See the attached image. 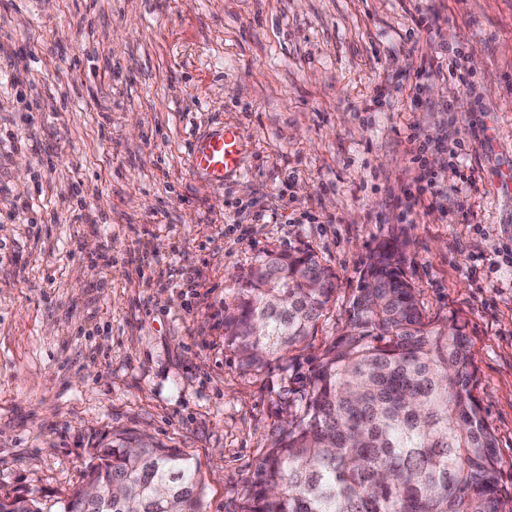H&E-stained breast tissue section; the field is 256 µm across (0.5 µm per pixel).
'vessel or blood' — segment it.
<instances>
[{"label": "vessel or blood", "instance_id": "b4317fda", "mask_svg": "<svg viewBox=\"0 0 512 512\" xmlns=\"http://www.w3.org/2000/svg\"><path fill=\"white\" fill-rule=\"evenodd\" d=\"M242 146L231 127L195 141L191 152V168L206 175L216 185H223L229 175L239 171Z\"/></svg>", "mask_w": 512, "mask_h": 512}]
</instances>
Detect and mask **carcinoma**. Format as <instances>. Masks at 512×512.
Listing matches in <instances>:
<instances>
[{"mask_svg": "<svg viewBox=\"0 0 512 512\" xmlns=\"http://www.w3.org/2000/svg\"><path fill=\"white\" fill-rule=\"evenodd\" d=\"M403 266L389 243L368 257L345 326L308 358L240 512H504L465 324L456 314L429 318ZM334 279L305 245L259 257L224 316L241 367L295 361ZM88 448L83 484L61 512H200L197 471L180 449L132 431L97 432ZM90 481L112 485V500L87 501ZM0 512L42 509L17 492L0 496Z\"/></svg>", "mask_w": 512, "mask_h": 512, "instance_id": "1", "label": "carcinoma"}]
</instances>
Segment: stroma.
<instances>
[{"label":"stroma","instance_id":"stroma-1","mask_svg":"<svg viewBox=\"0 0 512 512\" xmlns=\"http://www.w3.org/2000/svg\"><path fill=\"white\" fill-rule=\"evenodd\" d=\"M425 13L448 23L407 42ZM458 42L454 120L457 85L418 75ZM227 125L245 152L219 188L190 145ZM412 125L445 186L400 222ZM508 239L512 0H0V494L60 512L92 434L144 429L193 459L202 512H238L289 380L240 367L225 310L258 256L309 246L336 275L320 352L382 242L464 320L512 494ZM445 55L451 58V63L448 65V80L450 79L454 84H457L459 87L470 88L472 86V82L470 81L471 72L469 69L465 68L463 64V56L461 44H457L456 46H448L446 47Z\"/></svg>","mask_w":512,"mask_h":512}]
</instances>
